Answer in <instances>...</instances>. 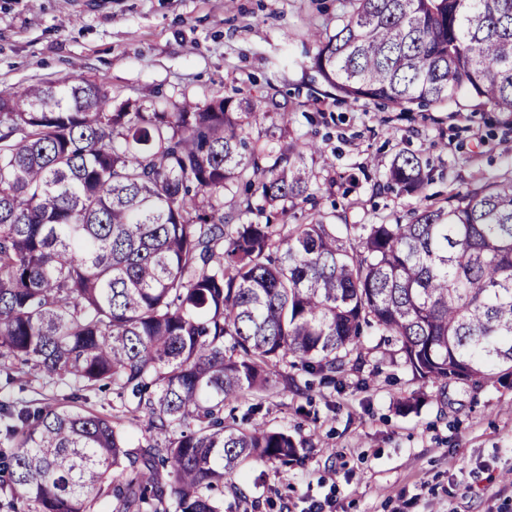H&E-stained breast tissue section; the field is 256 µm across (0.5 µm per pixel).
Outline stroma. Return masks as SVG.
I'll list each match as a JSON object with an SVG mask.
<instances>
[{
	"label": "stroma",
	"mask_w": 512,
	"mask_h": 512,
	"mask_svg": "<svg viewBox=\"0 0 512 512\" xmlns=\"http://www.w3.org/2000/svg\"><path fill=\"white\" fill-rule=\"evenodd\" d=\"M341 10L342 0H0V85L77 76L146 105L275 88L291 135L323 146L306 164L339 224H392L512 175V122L466 96L410 112L332 96L312 34ZM403 151L426 166L423 193L383 187ZM250 400L305 453L284 477L271 463L250 469L225 489L224 512H512V376L475 389L371 360L339 391L277 382Z\"/></svg>",
	"instance_id": "1"
}]
</instances>
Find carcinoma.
Here are the masks:
<instances>
[{"label": "carcinoma", "mask_w": 512, "mask_h": 512, "mask_svg": "<svg viewBox=\"0 0 512 512\" xmlns=\"http://www.w3.org/2000/svg\"><path fill=\"white\" fill-rule=\"evenodd\" d=\"M312 38L338 99L463 93L512 117V0H343ZM113 102L78 78L0 86V367L55 389L0 396V486L35 512H223L243 469L301 459L256 405L224 422L285 362L333 389L370 357L445 385L512 374V176L331 224L318 142L248 147L274 96ZM428 179L408 153L387 171L400 192ZM269 208L306 222L283 235ZM107 387L111 414L78 404ZM128 420L148 433L133 451Z\"/></svg>", "instance_id": "obj_1"}]
</instances>
